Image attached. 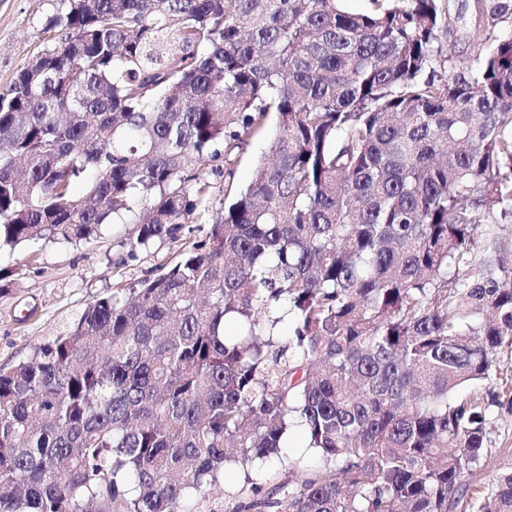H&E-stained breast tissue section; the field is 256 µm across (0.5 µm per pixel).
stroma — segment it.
Masks as SVG:
<instances>
[{
	"label": "stroma",
	"mask_w": 512,
	"mask_h": 512,
	"mask_svg": "<svg viewBox=\"0 0 512 512\" xmlns=\"http://www.w3.org/2000/svg\"><path fill=\"white\" fill-rule=\"evenodd\" d=\"M458 22L449 42L455 73L469 75L477 67L468 51L471 39H500L512 34V0H438ZM69 0H0V89L8 85L28 62L58 39L47 30L52 15L66 12ZM497 21H490V13ZM270 153V135L247 136L234 150L229 180H214L210 195L220 198L225 183L248 184L258 160ZM212 222L186 224L175 238L130 252L128 242L136 237L134 224H109L90 241L66 243L42 241L14 251L0 252V265L10 268L16 284L0 297V368L30 356L34 345L52 340L57 332L96 297L115 289L133 287L146 276L173 264L181 253L204 239ZM497 371L488 388L497 401L487 427L488 455L465 482L469 496L487 494L492 477L512 468V347L496 354Z\"/></svg>",
	"instance_id": "35a3bbf8"
}]
</instances>
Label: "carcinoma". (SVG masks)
Here are the masks:
<instances>
[{
  "label": "carcinoma",
  "instance_id": "carcinoma-1",
  "mask_svg": "<svg viewBox=\"0 0 512 512\" xmlns=\"http://www.w3.org/2000/svg\"><path fill=\"white\" fill-rule=\"evenodd\" d=\"M70 0L0 91V248L139 225L171 238L276 114L271 155L205 239L0 368V512H512L475 503L512 346V36L439 73L437 0ZM87 189L74 193V187ZM288 332H283V328ZM320 460L248 468L290 427ZM493 238L500 244L499 255L512 260V224H482L476 234L477 250H482V246Z\"/></svg>",
  "mask_w": 512,
  "mask_h": 512
}]
</instances>
